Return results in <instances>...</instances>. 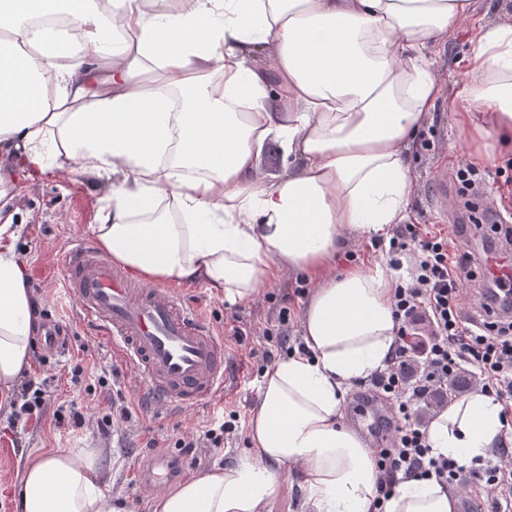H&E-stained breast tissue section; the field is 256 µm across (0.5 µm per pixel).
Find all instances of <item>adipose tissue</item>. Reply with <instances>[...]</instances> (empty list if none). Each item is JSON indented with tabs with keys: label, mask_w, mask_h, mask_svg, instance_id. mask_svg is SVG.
I'll return each instance as SVG.
<instances>
[{
	"label": "adipose tissue",
	"mask_w": 512,
	"mask_h": 512,
	"mask_svg": "<svg viewBox=\"0 0 512 512\" xmlns=\"http://www.w3.org/2000/svg\"><path fill=\"white\" fill-rule=\"evenodd\" d=\"M470 19V0H0V154L29 183L75 167L110 176L93 230L114 262L231 303L286 270L318 281L307 354L262 375L249 457L161 492L153 512H270L284 466L299 467L308 512H376L373 451L340 419L346 385L392 350L399 278L325 270L346 237L408 218L409 148L439 101L476 162L512 145V23L478 25L452 92L431 72L429 47ZM260 45L276 51V79L248 61ZM34 320L26 267L0 247V397L30 364ZM500 412L481 392L453 402L430 423L434 454L486 458ZM100 462L94 448L32 456L21 512H115ZM383 508L454 512L455 499L410 478Z\"/></svg>",
	"instance_id": "obj_1"
}]
</instances>
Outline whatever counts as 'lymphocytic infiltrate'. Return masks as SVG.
Segmentation results:
<instances>
[{"label": "lymphocytic infiltrate", "instance_id": "lymphocytic-infiltrate-1", "mask_svg": "<svg viewBox=\"0 0 512 512\" xmlns=\"http://www.w3.org/2000/svg\"><path fill=\"white\" fill-rule=\"evenodd\" d=\"M392 268H407L410 279L397 286L393 313L398 323L394 349L385 367L362 386L373 397L386 401L393 411L392 440L389 447L374 451L379 473V497L387 499L401 480L428 477L448 486L458 481L462 465L442 455H433L426 427L417 419V405L424 393L446 386L449 375L462 366L475 369L482 392L494 396L501 407L504 426L512 425V311L484 324L466 322L462 316V284L470 276L472 253L451 250L448 237L440 232L404 224L389 240ZM308 291L306 281H298L291 293L275 301V313L261 332L258 371H265L276 359L304 350L293 336L294 303ZM429 323V335L420 345L409 336L419 318ZM420 349L424 369L413 382L407 381L400 366L413 349ZM46 381H21L9 398L11 423L19 425L42 418L49 410ZM241 413L229 411L224 422L201 430L185 432L175 442L182 454L196 448H220L225 438L234 436ZM487 488L497 492L494 512H512V463L486 461L473 467Z\"/></svg>", "mask_w": 512, "mask_h": 512}]
</instances>
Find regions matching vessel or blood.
<instances>
[{
  "label": "vessel or blood",
  "mask_w": 512,
  "mask_h": 512,
  "mask_svg": "<svg viewBox=\"0 0 512 512\" xmlns=\"http://www.w3.org/2000/svg\"><path fill=\"white\" fill-rule=\"evenodd\" d=\"M58 263L83 317L140 376L150 410L188 408L223 392L224 341L193 308L139 283L89 240L70 242ZM39 344L45 358L56 359L69 339L50 318Z\"/></svg>",
  "instance_id": "b4317fda"
}]
</instances>
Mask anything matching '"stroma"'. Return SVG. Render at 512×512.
<instances>
[{
	"mask_svg": "<svg viewBox=\"0 0 512 512\" xmlns=\"http://www.w3.org/2000/svg\"><path fill=\"white\" fill-rule=\"evenodd\" d=\"M471 38V29L465 27L436 42L428 51L432 73L446 89H453L464 74ZM470 152L469 142L449 112L444 106H437L410 147L413 195L409 223L432 225L451 234L457 225L469 223L470 214L458 197L456 172L468 165ZM476 179L485 207L498 217L511 216L512 154L477 165ZM438 184L448 187V202L439 211L431 205L432 189ZM107 185V179L79 170L65 171L45 177L18 195L0 199V215L11 217L18 226L9 243L25 262L28 283L41 314L56 316L70 332L68 355L44 363L40 360V349H33L27 373L46 380L52 404H76L84 416L83 424L77 427L69 420L55 422L48 413L39 423L29 422L14 431L8 427L9 406L0 404V512H18L12 486L27 459L48 449L100 450L103 469L112 472L104 491L120 512H151L156 495L174 489V482L149 475L157 453L180 458V476L184 479L216 464H236L249 453L250 443L244 434L218 452L202 448L189 456L181 455L174 442L184 430L203 428L222 411L237 409L250 414L259 395L260 381L254 376L256 362L248 352L260 349L261 330L271 316L265 295L291 292L297 273L283 272L258 288L249 300L234 305L201 282L175 286L178 297L216 330L236 326L245 336L240 342L231 336L224 339L229 379L223 393L194 408L150 416L139 405L142 391L137 378L113 354L110 340L80 317L78 305L66 292L57 265L58 253L69 240L93 239L99 199ZM104 371L113 373L116 385L133 405L131 422L112 428L106 435L100 433L96 424L105 402L90 391L98 374Z\"/></svg>",
	"mask_w": 512,
	"mask_h": 512,
	"instance_id": "1",
	"label": "stroma"
}]
</instances>
